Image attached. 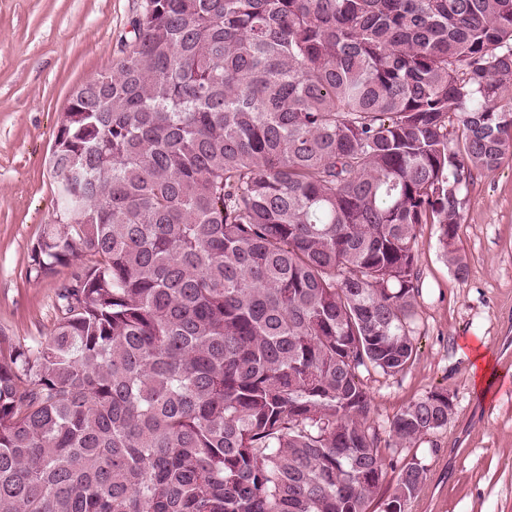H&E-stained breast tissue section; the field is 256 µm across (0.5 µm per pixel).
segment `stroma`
I'll use <instances>...</instances> for the list:
<instances>
[{
  "label": "stroma",
  "mask_w": 512,
  "mask_h": 512,
  "mask_svg": "<svg viewBox=\"0 0 512 512\" xmlns=\"http://www.w3.org/2000/svg\"><path fill=\"white\" fill-rule=\"evenodd\" d=\"M144 0H0V344L50 336L55 300L75 264L26 277L33 244L56 213L48 159L71 92L112 73ZM454 247L456 276L437 225L418 235L419 296L413 362L400 374H362L368 420L386 462L425 467L409 512H512V163L477 174ZM479 338L497 376L472 383L468 341ZM436 389L454 413L409 447L391 444L393 417Z\"/></svg>",
  "instance_id": "obj_1"
}]
</instances>
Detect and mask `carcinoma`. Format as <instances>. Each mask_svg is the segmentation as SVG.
<instances>
[{
    "label": "carcinoma",
    "instance_id": "1",
    "mask_svg": "<svg viewBox=\"0 0 512 512\" xmlns=\"http://www.w3.org/2000/svg\"><path fill=\"white\" fill-rule=\"evenodd\" d=\"M73 90L56 219L83 256L45 340L0 360V512H407L362 372L416 356L417 232L453 249L512 159V0H144ZM448 391L390 424L408 447Z\"/></svg>",
    "mask_w": 512,
    "mask_h": 512
}]
</instances>
